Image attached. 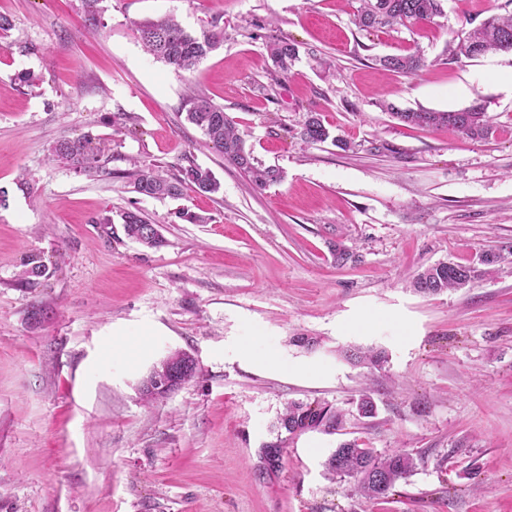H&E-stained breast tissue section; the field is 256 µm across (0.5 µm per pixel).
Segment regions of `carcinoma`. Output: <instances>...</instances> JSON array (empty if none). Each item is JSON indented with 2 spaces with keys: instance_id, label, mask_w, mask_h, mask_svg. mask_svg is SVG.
<instances>
[{
  "instance_id": "obj_1",
  "label": "carcinoma",
  "mask_w": 512,
  "mask_h": 512,
  "mask_svg": "<svg viewBox=\"0 0 512 512\" xmlns=\"http://www.w3.org/2000/svg\"><path fill=\"white\" fill-rule=\"evenodd\" d=\"M103 0H81L85 22L96 25L103 13ZM444 15L443 0H359L358 25L363 30L377 28L409 27L417 24H434ZM135 30L144 49L177 72L193 70L211 52L224 43V27L213 20L200 31L184 28L174 17L164 16L146 19L135 24ZM489 52H512V15L491 16L471 29L456 35L449 44L451 58L472 59ZM269 54L275 70L286 73L299 58L296 43L279 39L269 46ZM377 62L393 71L415 75L426 67L425 58L417 51L403 55H386ZM381 107L391 112L400 122L413 127L439 129L448 127L471 140H483L493 134L494 128L486 115L485 106L476 103L460 110L435 111L428 109H398L381 101ZM186 119L198 127L207 145L224 154V158L250 177L259 190L283 180V171L265 167L245 149L233 121L224 109L209 99L189 94L185 98ZM300 138L310 144L342 140L331 134L318 117L309 112L299 131ZM54 155L85 172L100 168L103 148L89 134L57 142ZM191 187L199 194H214L220 190V182L213 172L190 161L176 166V173L164 175L158 167L135 165L134 192L157 199L179 197L183 188ZM126 236L147 247H160L164 239L156 225L150 223L139 211L121 213ZM49 268L42 257L33 254L24 263L20 283L32 286L46 278ZM477 277L476 268L455 262H441L420 272L412 282L415 292L435 295L446 290L468 286ZM348 360L355 364L380 366L386 361L383 350L353 348L346 352ZM198 375L195 359L183 350H175L156 363L149 376L163 377L172 381L176 390ZM352 409L345 411L328 403H303L292 401L279 415L276 423V441L261 448L263 470L281 467L286 439L282 434L295 435L305 431H321L335 434L344 428L346 417L354 415L360 420L377 415V404L371 393L364 391L351 401ZM416 466V458L410 452L396 450L378 454L372 448H364L357 441H347L338 446L326 462L328 473L341 480L348 478L353 491L366 500H380L389 496L395 485L407 478Z\"/></svg>"
}]
</instances>
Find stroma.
<instances>
[{"label":"stroma","mask_w":512,"mask_h":512,"mask_svg":"<svg viewBox=\"0 0 512 512\" xmlns=\"http://www.w3.org/2000/svg\"><path fill=\"white\" fill-rule=\"evenodd\" d=\"M357 0H0V512H512V262L425 296L413 278L512 245V53L453 60L448 44L512 0H444L437 23L367 32ZM212 19L224 44L191 73L145 52L137 22ZM299 46L288 73L266 45ZM420 51L402 75L377 57ZM34 76L33 85L17 80ZM233 120L285 178L255 190L186 119L187 90ZM401 109L484 103L496 134L472 141L404 125ZM319 113L331 141L299 130ZM104 142L100 168L55 160L57 141ZM346 140V147L335 144ZM210 169L219 193L133 192L135 163ZM26 176L30 192L16 188ZM190 209L208 218L191 224ZM140 211L164 243L129 239ZM355 261L337 265L336 246ZM51 274L19 284L27 255ZM305 336L312 347L296 345ZM384 349L377 370L347 349ZM199 375L144 403L171 351ZM377 415L288 439L276 473L259 452L288 402ZM417 453L388 498L354 496L325 462L341 443Z\"/></svg>","instance_id":"obj_1"}]
</instances>
